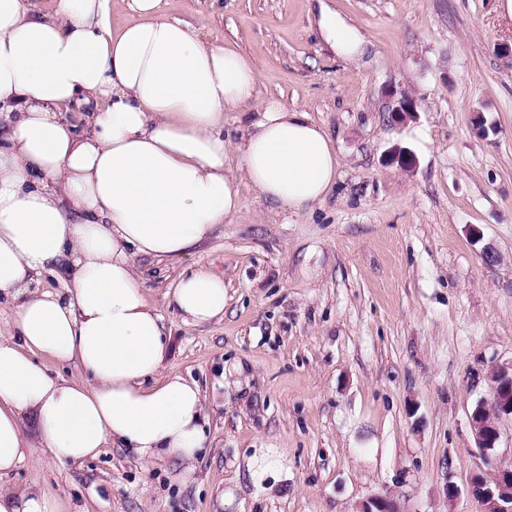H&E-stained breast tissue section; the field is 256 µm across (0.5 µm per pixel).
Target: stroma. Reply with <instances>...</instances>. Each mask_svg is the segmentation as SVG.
<instances>
[{"mask_svg": "<svg viewBox=\"0 0 512 512\" xmlns=\"http://www.w3.org/2000/svg\"><path fill=\"white\" fill-rule=\"evenodd\" d=\"M324 5L363 34L360 55L324 42ZM160 15L252 58L259 103L326 130L336 182L296 214L242 185V214L191 257L136 260L171 330L163 372L197 382L209 416L190 479L111 443L77 463L35 449L0 489L70 512H358L377 495L482 512L473 477L512 466V416L490 450L471 421L512 365V20L499 0H162ZM400 92L417 104L403 123ZM200 268L224 279V317L188 326L165 295ZM265 448L284 469L258 487L247 462Z\"/></svg>", "mask_w": 512, "mask_h": 512, "instance_id": "1", "label": "stroma"}]
</instances>
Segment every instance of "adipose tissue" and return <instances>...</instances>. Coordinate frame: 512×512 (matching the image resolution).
<instances>
[{
    "label": "adipose tissue",
    "mask_w": 512,
    "mask_h": 512,
    "mask_svg": "<svg viewBox=\"0 0 512 512\" xmlns=\"http://www.w3.org/2000/svg\"><path fill=\"white\" fill-rule=\"evenodd\" d=\"M0 0V293L19 305L0 335V474L33 456L80 462L118 442L142 458L193 461L207 442L199 387L160 377L169 347L136 257L182 259L243 210L241 182L298 212L319 203L338 161L306 112L258 105L260 72L232 43L207 46L161 0ZM318 27L338 57L363 38L336 11ZM86 112L78 130L62 110ZM250 112L226 146L224 115ZM61 271L63 290L32 275ZM184 324L224 315V281L197 269L168 295ZM85 381L52 376L40 357ZM0 512H68L59 496L0 491Z\"/></svg>",
    "instance_id": "1"
}]
</instances>
